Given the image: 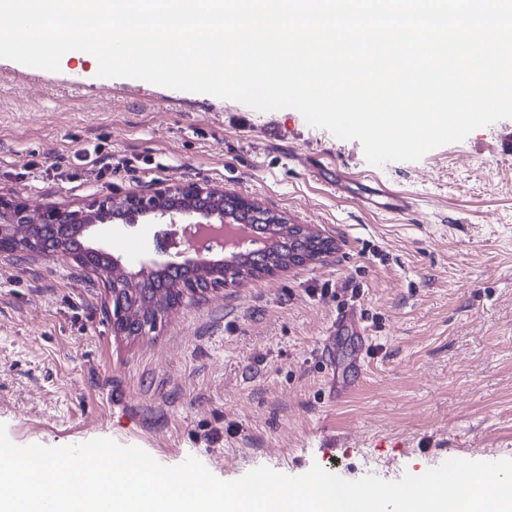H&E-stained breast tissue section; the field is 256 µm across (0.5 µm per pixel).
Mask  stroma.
Wrapping results in <instances>:
<instances>
[{
	"label": "stroma",
	"instance_id": "stroma-1",
	"mask_svg": "<svg viewBox=\"0 0 512 512\" xmlns=\"http://www.w3.org/2000/svg\"><path fill=\"white\" fill-rule=\"evenodd\" d=\"M96 72L75 57L37 74L0 59L1 197L75 208L209 185L334 249L185 297L134 339L113 333L91 270L0 253V424L12 442L107 438L166 466L196 457L223 481L315 463L396 481L453 458L512 459V151L501 150L512 119L374 166L359 141L297 110ZM113 158L132 166L111 171ZM387 189L410 208L383 212ZM87 242L129 265L177 252L167 224H103ZM351 304L368 334L337 332L336 365L362 382L335 403L320 342Z\"/></svg>",
	"mask_w": 512,
	"mask_h": 512
}]
</instances>
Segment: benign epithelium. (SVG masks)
<instances>
[{"label": "benign epithelium", "instance_id": "1", "mask_svg": "<svg viewBox=\"0 0 512 512\" xmlns=\"http://www.w3.org/2000/svg\"><path fill=\"white\" fill-rule=\"evenodd\" d=\"M228 193L214 187H202L196 183H185L151 194L132 193L124 197L96 199L78 209L42 204L28 199H7L0 197V252L27 251L39 240L47 227L60 232L75 226L81 234H86L99 224H137L146 218L155 224H183L190 232L194 228L212 230L224 224L237 223L236 212L224 204ZM238 201L256 217L258 224H277L281 233L288 239H302L312 235L333 248L330 240H325L316 232L301 224H288L284 217L266 210L255 201L240 197ZM91 254L107 260V267L100 270L112 307V330L126 336L129 328L139 327L142 334L154 332L162 316L184 296L201 295L210 290L231 285L239 279L237 275H209L206 270L237 264L239 256H226L216 252L209 257H186L182 261L143 262L134 269L112 256L101 247H89ZM183 267L194 268L202 275L199 285L189 288L178 278L162 280V287L154 288L141 297L135 294L137 285L156 280L162 272Z\"/></svg>", "mask_w": 512, "mask_h": 512}]
</instances>
